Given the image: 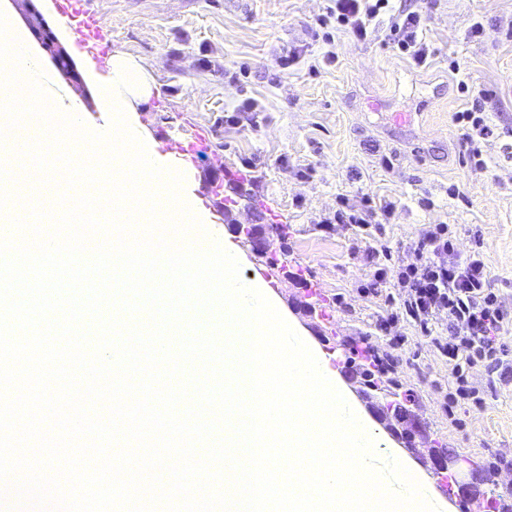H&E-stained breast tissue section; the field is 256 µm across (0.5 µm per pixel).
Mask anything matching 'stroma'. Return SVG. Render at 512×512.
Here are the masks:
<instances>
[{"label": "stroma", "mask_w": 512, "mask_h": 512, "mask_svg": "<svg viewBox=\"0 0 512 512\" xmlns=\"http://www.w3.org/2000/svg\"><path fill=\"white\" fill-rule=\"evenodd\" d=\"M328 0H84L112 42V52L138 62L150 91L134 103L132 120L143 134L166 146L201 131L208 149L187 166L196 202L210 217L213 229L243 260L244 276L261 275L276 287L281 310L313 347L324 352L339 375H346L349 343L367 339L378 352L390 351V336H404L393 352L396 376L411 398V408L426 431L416 449L399 453L420 478L432 486L440 512H478L477 502L455 500L445 482L426 463L436 445L466 459L479 475L480 498L512 505V491L502 487L512 477V387L488 391V376L475 367L470 379L486 389L481 407L449 408L453 378L445 358L430 338L414 327L397 326L390 333L376 328L383 298L364 297L358 286L368 273L351 255L353 234L336 224L330 231L315 222L336 209L338 194L356 195L369 187L400 200L397 223L386 225L383 240L394 261H410V244L425 224H460L481 234V250L490 271V286L512 317V162L502 146L512 143V0H437L424 37L434 54L418 68L382 39L362 43L338 33L326 43L312 30ZM44 21L69 51L80 72L83 90H76L53 66L13 0H0L16 38L26 44L37 66L50 76L46 89L65 105L78 99L84 123L103 127L99 78L108 61L92 62L76 52L72 21L58 0H37ZM484 31L472 37L470 28ZM291 45L305 48V59L281 70L276 53ZM335 64H322L328 50ZM317 71H310L311 61ZM458 61L459 72L449 64ZM246 68L234 82L225 70ZM486 89L485 110L498 137L481 150L486 169H476L451 121L462 110L469 91ZM263 105L264 120L254 130L225 128L219 118L245 98ZM393 167H380L381 156ZM256 163L253 177L238 176V189L212 191L225 171H238L242 159ZM313 165L314 177L296 179V165ZM427 198L430 209L419 201ZM290 225L282 262L307 270L311 288L286 279L278 268L258 258L234 232L238 224H264L270 215ZM342 306H335V297Z\"/></svg>", "instance_id": "obj_1"}]
</instances>
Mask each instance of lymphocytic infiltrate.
Instances as JSON below:
<instances>
[{"instance_id": "1", "label": "lymphocytic infiltrate", "mask_w": 512, "mask_h": 512, "mask_svg": "<svg viewBox=\"0 0 512 512\" xmlns=\"http://www.w3.org/2000/svg\"><path fill=\"white\" fill-rule=\"evenodd\" d=\"M391 0H333L326 14L314 24L365 40L376 31V20L387 15L384 40L418 67L426 66L432 52L420 36L428 14L425 11L392 10ZM485 91L472 93L464 110L453 113L452 122L460 139L469 147L476 167H483L476 139L492 137L494 131L483 109ZM399 216L396 202L382 200L369 191L351 198H336L332 215L320 220L322 229L342 224L354 230L364 256L372 269L368 281L361 283L364 296L384 297L385 309L377 318V328L385 332L401 323L414 326L421 335L430 337L433 347L447 359L454 379L448 394L449 407L469 401L480 405L484 391L469 380L477 365H484L495 383L512 384V359L499 343L507 332L506 316L497 294L489 286L488 270L479 248L461 250L457 229L446 224H427L414 243V260L408 264L394 262L390 247L377 245L375 235ZM390 294H383V287ZM448 321V334L437 337L433 326L438 318Z\"/></svg>"}]
</instances>
